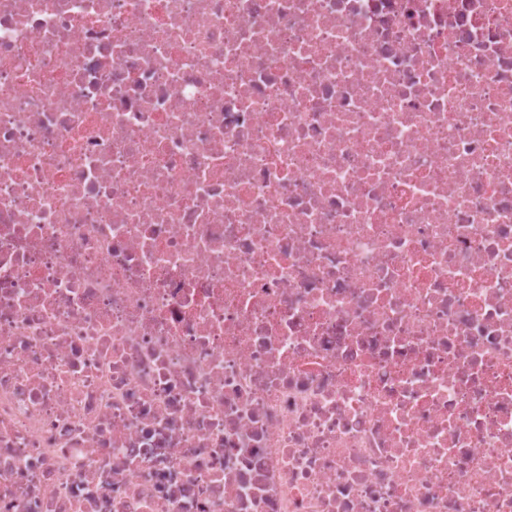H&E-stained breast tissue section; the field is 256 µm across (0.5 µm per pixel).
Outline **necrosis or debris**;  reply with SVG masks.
I'll return each instance as SVG.
<instances>
[{
  "label": "necrosis or debris",
  "mask_w": 512,
  "mask_h": 512,
  "mask_svg": "<svg viewBox=\"0 0 512 512\" xmlns=\"http://www.w3.org/2000/svg\"><path fill=\"white\" fill-rule=\"evenodd\" d=\"M0 512H512V0H0Z\"/></svg>",
  "instance_id": "obj_1"
}]
</instances>
